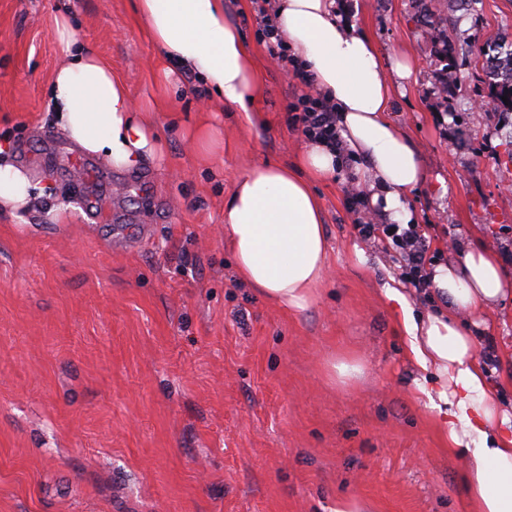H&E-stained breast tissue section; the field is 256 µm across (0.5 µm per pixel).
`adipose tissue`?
I'll use <instances>...</instances> for the list:
<instances>
[{"label": "adipose tissue", "mask_w": 512, "mask_h": 512, "mask_svg": "<svg viewBox=\"0 0 512 512\" xmlns=\"http://www.w3.org/2000/svg\"><path fill=\"white\" fill-rule=\"evenodd\" d=\"M158 53L195 74L220 105L258 118L262 92L246 40L224 16V0H132ZM286 46L303 62L312 87L334 103L344 142L361 160L357 184L385 224H412L410 200L425 183V160L392 116L393 83L414 78L407 56L385 63L371 38L354 30L336 0H278L273 16ZM64 60L54 73L47 111L71 143L112 167L137 172L163 162L164 143L149 112L134 111L123 81L67 19L56 22ZM15 145L0 138V209L33 210L51 198L52 183L15 161ZM336 152L309 141L294 163L263 162L234 183L224 203V230L235 270L268 302L303 313L316 302L326 274L324 213L311 183L334 179ZM438 313L418 318L406 297L386 296L402 313L409 350L422 371L434 372L440 428L463 466L461 486L472 512H512V407L486 380L475 341L461 315L483 316L512 296V273L497 253L478 247L431 270Z\"/></svg>", "instance_id": "adipose-tissue-1"}]
</instances>
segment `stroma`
Segmentation results:
<instances>
[{"mask_svg":"<svg viewBox=\"0 0 512 512\" xmlns=\"http://www.w3.org/2000/svg\"><path fill=\"white\" fill-rule=\"evenodd\" d=\"M381 53L417 61L393 116L430 176L412 207L432 227L434 262L484 244L512 270V121L475 111L489 79L457 60L445 105L436 48L414 0H338ZM460 34L492 44L512 33V0H435ZM263 83L252 125L233 108L203 109L194 74L168 70L130 0H0V135L20 164L54 182V215H0V512H468L462 463L419 389L399 308L436 312L433 294L403 284L381 245L361 239L346 198L356 158L315 184L329 274L315 305L294 313L246 288L224 238V200L263 160L304 147L288 122L302 85L273 59L253 0H224ZM68 18L79 41L153 111L161 165L128 173L84 155L45 118L62 61L53 36ZM224 150L199 157L194 124ZM475 352L512 403V301L487 318ZM355 361L359 377L333 380Z\"/></svg>","mask_w":512,"mask_h":512,"instance_id":"stroma-1","label":"stroma"}]
</instances>
